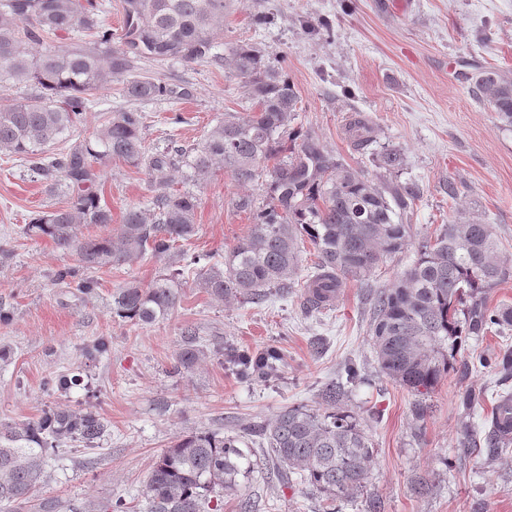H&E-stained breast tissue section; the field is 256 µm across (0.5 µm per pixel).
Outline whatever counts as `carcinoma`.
<instances>
[{"mask_svg":"<svg viewBox=\"0 0 512 512\" xmlns=\"http://www.w3.org/2000/svg\"><path fill=\"white\" fill-rule=\"evenodd\" d=\"M121 47L108 49L112 31L100 26L95 0H3L0 3V82H33L42 93L0 106V151L33 162L32 173L54 181L61 177L76 194L65 208L43 211L26 225L29 236L47 238L78 256L81 267L101 269L151 255H172L178 242L195 230L198 200L189 191L170 187L168 171L181 168L185 178L206 181L222 168L240 185L269 178V199L257 212L250 233L224 253L209 256L197 273L196 286L210 296L259 303L293 287L299 271L298 242L317 253L315 271L304 283L307 304L322 308L323 292L336 293L349 281H363L388 256L411 240L408 217L419 197L410 182L374 180L361 168L344 164L323 149L308 131L288 130L299 97L285 73L267 64L247 44L230 50V65L248 79L256 109L238 116L224 114L202 142L168 151H146L145 114L138 108L108 112L94 139L45 157L81 123L90 96L117 79L122 93L151 101L175 90L138 72L144 59L193 62L208 58L213 38L224 24V0H122ZM87 32L83 45L48 46L31 54L26 41L39 42L62 31ZM475 94L489 103L501 125L512 127V78L483 69ZM348 133L354 146L372 144L371 126L352 118ZM144 168L155 195L149 206L126 211L116 235L84 234L89 226L112 223L111 210L93 190L97 165L108 160ZM275 160L272 167L265 166ZM405 162L401 148L380 152L379 167L398 171ZM181 273L161 274L147 286L129 283L112 293V312L136 324L166 318L177 306ZM512 277L499 255L493 225L479 218L452 220L435 238L418 242L413 263L376 298L371 333L380 373L418 397L416 419L425 418L423 397L431 393L457 362L464 336H483L512 327V308L491 309L486 291ZM56 279L76 283L84 293L95 283L65 267ZM187 341L174 369L189 370L203 350L196 333ZM245 380L276 376L280 353L269 349L257 357L234 354ZM73 372L54 375L45 385L54 392L80 385ZM319 413L290 407L263 432L277 467L296 476L327 501L353 500L365 488L372 463V441L358 419L342 406L344 385L328 384ZM107 423L90 409L48 410L20 426L0 424V504L12 512H59L56 499H32L47 478L49 450L79 443L96 447ZM241 440L219 430L190 432L156 455L146 484L147 512H209L212 501L233 494L249 475ZM483 444L494 453L508 445L492 421Z\"/></svg>","mask_w":512,"mask_h":512,"instance_id":"obj_1","label":"carcinoma"}]
</instances>
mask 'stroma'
<instances>
[{
  "mask_svg": "<svg viewBox=\"0 0 512 512\" xmlns=\"http://www.w3.org/2000/svg\"><path fill=\"white\" fill-rule=\"evenodd\" d=\"M214 58L146 61L142 72L187 89L183 98L142 104L149 151L198 143L225 113L255 107L244 78L229 64L232 46H256L266 62L283 68L299 102L291 122L318 138L326 151L379 176L367 155L345 134L353 113L373 128L375 149L402 148L403 179L421 193L410 214L413 242L384 260L361 282L347 283L328 308L309 313L302 288L262 303L220 302L195 285L196 266L184 270L175 311L150 325L116 316L112 293L129 282L149 284L176 268L151 256L122 266L82 269L75 254L24 234L39 212L66 206L67 187L34 178L25 160L0 152V306L13 318L0 325V423L18 425L50 408L95 407L109 432L98 448H62L49 454L48 482L38 499L55 498L89 512L123 500L145 512L146 482L154 457L180 436L221 430L241 436L257 466L222 512H512V444L495 456L465 444L464 430L483 437L500 393L512 394L493 361L512 349V333L465 337L462 355L486 367L468 375L451 370L426 399L424 421L412 414L414 395L379 373L370 324L377 294L390 287L416 257L415 243L436 235L455 216L494 225L504 257L512 261V128L474 94L479 69L512 76V0H226ZM119 81L98 90L72 141L91 138L103 113L129 107ZM181 123H174V116ZM460 193L449 201L448 180ZM173 188L196 195L194 235L179 242L186 256L224 253L253 225L250 212L268 199L266 180L239 186L217 170L202 183L175 178ZM153 184L145 170L113 160L95 190L112 212L117 232L125 212L146 206ZM63 267L94 279L93 294L56 281ZM195 327L204 354L191 370L173 373L185 327ZM110 350L85 358L98 338ZM277 348L279 379L246 381L228 363L227 349L258 355ZM355 365L360 382L346 385V404L374 446L366 487L355 500L328 503L298 480H284L270 461L261 427L293 406L323 411L326 384ZM79 374L67 392H49L52 373ZM479 396L465 409L460 394Z\"/></svg>",
  "mask_w": 512,
  "mask_h": 512,
  "instance_id": "1",
  "label": "stroma"
}]
</instances>
